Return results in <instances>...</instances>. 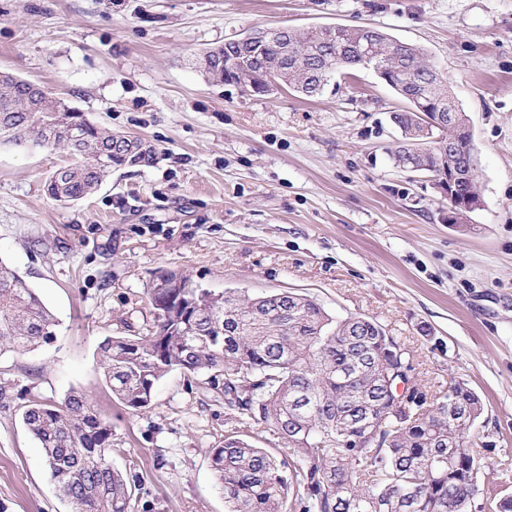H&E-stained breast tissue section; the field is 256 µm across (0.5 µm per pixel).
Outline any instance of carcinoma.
<instances>
[{
  "instance_id": "obj_1",
  "label": "carcinoma",
  "mask_w": 512,
  "mask_h": 512,
  "mask_svg": "<svg viewBox=\"0 0 512 512\" xmlns=\"http://www.w3.org/2000/svg\"><path fill=\"white\" fill-rule=\"evenodd\" d=\"M363 46L385 68L386 84H403L412 95L408 109L390 115L399 130L392 163L451 176L450 193L459 198L482 195L468 167L469 136L434 125L464 113L418 45L389 55L383 35L370 41L354 26L321 25L243 56L217 46L205 54V75L237 86L247 73L258 94L275 74L314 98L331 84L327 74L362 66ZM299 52L303 68L295 66ZM1 125L13 134L0 137V146L62 147L75 158L45 181L61 204L97 191L112 169L154 154L141 138L103 132L46 92L30 103L28 83L17 78L0 82ZM116 139L123 148L102 157L101 147ZM155 278L177 286H147L154 326L143 336L105 338L99 363L115 398L136 411L150 405L156 383L173 369L205 376L209 389L224 395L239 424L211 455L224 512H512V493L480 492L470 430L485 413L482 401L463 382L431 394L412 385L413 356L376 320L334 318L291 292L215 294L169 271ZM54 326L35 289L0 259V346L27 352L51 342ZM372 402L386 408L374 428L350 426ZM22 420L71 512H130L132 488L108 461L112 425L84 393L73 390L60 403L32 400ZM250 420L288 447L260 448L241 437Z\"/></svg>"
}]
</instances>
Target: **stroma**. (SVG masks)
<instances>
[{"mask_svg":"<svg viewBox=\"0 0 512 512\" xmlns=\"http://www.w3.org/2000/svg\"><path fill=\"white\" fill-rule=\"evenodd\" d=\"M367 23L424 48L469 118L483 205L464 223H449L447 192L393 167L389 117L405 103L372 70L307 100L247 95L196 65L258 28ZM1 71L155 154L63 205L44 181L67 151L0 146V258L56 321L51 343L0 355V512H70L20 413L73 389L111 423L113 467L138 477L133 512H224L211 468L223 398L175 369L136 412L97 364L106 337L150 329L160 270L377 320L418 384L481 398L480 487L499 488L512 462V0H0Z\"/></svg>","mask_w":512,"mask_h":512,"instance_id":"35a3bbf8","label":"stroma"}]
</instances>
